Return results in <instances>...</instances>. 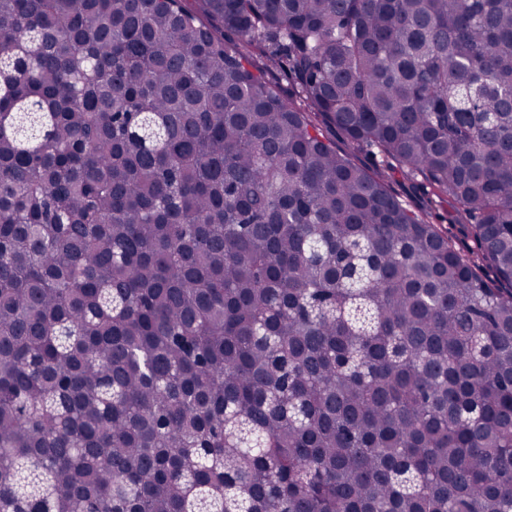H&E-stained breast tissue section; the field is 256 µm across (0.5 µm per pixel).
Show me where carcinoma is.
<instances>
[{"label": "carcinoma", "mask_w": 512, "mask_h": 512, "mask_svg": "<svg viewBox=\"0 0 512 512\" xmlns=\"http://www.w3.org/2000/svg\"><path fill=\"white\" fill-rule=\"evenodd\" d=\"M0 512H512V0H0ZM328 133L329 136L336 142V147L345 150L349 154L352 162L370 171L376 172L382 170L383 166L382 163L379 162V157L372 151L366 148L352 149L348 146L346 141L337 133V131L336 134L331 130H329ZM425 179L406 178L400 174H395L389 179L388 186L390 189L403 199L413 209L432 208V221L434 224H444L448 226V217L453 213V202L450 198L438 200L427 195L425 190Z\"/></svg>", "instance_id": "1"}]
</instances>
